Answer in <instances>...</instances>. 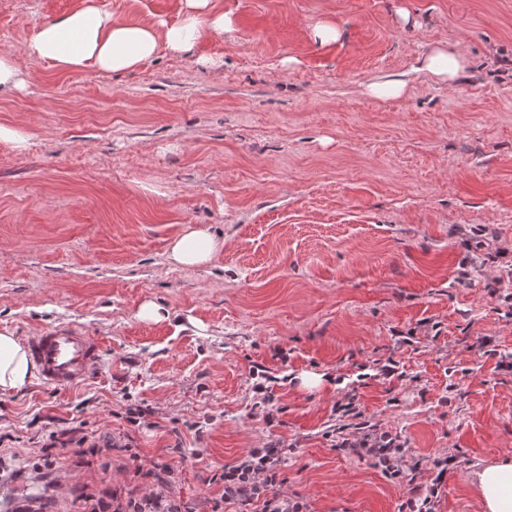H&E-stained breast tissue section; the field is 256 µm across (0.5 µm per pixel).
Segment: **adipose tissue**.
Instances as JSON below:
<instances>
[{
    "mask_svg": "<svg viewBox=\"0 0 512 512\" xmlns=\"http://www.w3.org/2000/svg\"><path fill=\"white\" fill-rule=\"evenodd\" d=\"M180 19L141 23L119 19L94 0L32 33L30 54L63 71L91 68L105 74L139 68L159 49L179 53L210 33L230 30L231 22L215 9V0H178ZM419 72L438 82L455 83L465 73L467 59L457 47L437 44L417 60ZM224 242L206 229L188 226L169 243L167 260L181 268L210 263ZM34 367L19 340L0 333V391L18 390L30 383ZM484 512H512V458L475 471Z\"/></svg>",
    "mask_w": 512,
    "mask_h": 512,
    "instance_id": "obj_1",
    "label": "adipose tissue"
}]
</instances>
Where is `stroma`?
Wrapping results in <instances>:
<instances>
[{
	"mask_svg": "<svg viewBox=\"0 0 512 512\" xmlns=\"http://www.w3.org/2000/svg\"><path fill=\"white\" fill-rule=\"evenodd\" d=\"M96 2L179 19L177 0ZM81 3L0 0V52ZM217 7L232 31L190 51L113 75L32 57L0 89V125L30 136L0 143V333L73 323L103 346L80 384L0 392L15 437L0 476L18 489L0 512L147 494L157 460L170 495L209 512L224 464L272 440L289 450L283 491L312 512H397L407 481L336 448L360 419L411 448L417 483L449 459L438 512H481L471 472L512 457V0ZM320 18L336 42L312 38ZM455 41L470 62L455 87L415 72ZM400 74L404 97L366 94ZM189 224L224 249L176 268L167 246ZM147 302L167 319H140ZM389 358L397 375L379 377ZM351 390L356 418L335 411ZM51 431L68 450L37 478ZM107 434L139 461L101 467L88 450Z\"/></svg>",
	"mask_w": 512,
	"mask_h": 512,
	"instance_id": "1",
	"label": "stroma"
}]
</instances>
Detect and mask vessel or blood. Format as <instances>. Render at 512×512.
<instances>
[{"instance_id":"1","label":"vessel or blood","mask_w":512,"mask_h":512,"mask_svg":"<svg viewBox=\"0 0 512 512\" xmlns=\"http://www.w3.org/2000/svg\"><path fill=\"white\" fill-rule=\"evenodd\" d=\"M24 346L41 380L56 388L86 380L102 353L100 341L76 324H60L40 330L26 337Z\"/></svg>"}]
</instances>
